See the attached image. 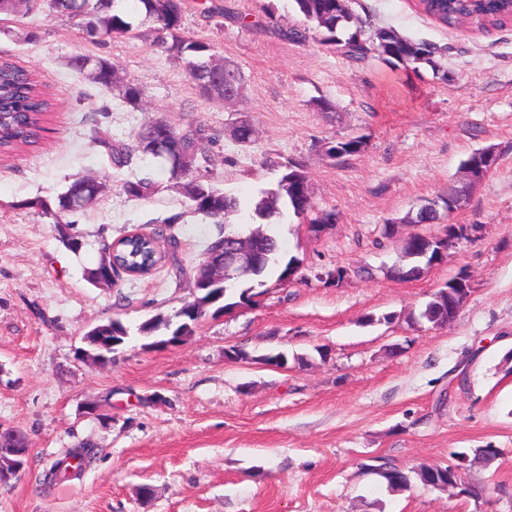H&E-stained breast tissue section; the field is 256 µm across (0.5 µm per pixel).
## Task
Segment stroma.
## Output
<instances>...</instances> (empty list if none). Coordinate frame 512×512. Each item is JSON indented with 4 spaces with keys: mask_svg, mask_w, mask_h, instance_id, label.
<instances>
[{
    "mask_svg": "<svg viewBox=\"0 0 512 512\" xmlns=\"http://www.w3.org/2000/svg\"><path fill=\"white\" fill-rule=\"evenodd\" d=\"M223 4L239 20L208 16ZM351 7L373 26L446 48L447 79L280 38L278 29L303 22L293 0H186L183 35L243 73L231 105L200 96L151 34L87 39L45 0L0 21V60L35 72L54 103L39 144L0 160V427L30 442L20 475L0 485V512H512V27L444 28L414 0ZM75 54L116 62L144 88L147 109L70 70ZM322 99L333 111L317 109ZM91 112L123 141L155 116L208 124L219 137L212 181L245 204L301 164L316 211L338 220L317 235L291 213L272 217L268 232L301 261L292 280H268L257 305L206 318L182 343L155 349L133 337L108 366L92 364L80 350L95 325L134 328L189 300L186 274L220 227L165 189L127 198L124 179L148 171L164 187L168 175L148 158L110 167ZM240 119L258 131L250 144L230 135ZM356 136L367 140L362 153L343 164L327 156V142ZM486 146L497 168L448 218L479 232L420 279L387 277L400 239L385 237V224L444 196L462 161ZM87 173L108 188L76 217L87 245L75 255L24 203ZM176 213L164 230L177 240L176 261L112 289L86 281L100 238L150 234L154 219ZM339 267L349 277L328 282ZM460 274L471 292L457 317L442 327L418 320ZM233 347L245 359L226 360ZM277 352L287 368L262 364ZM83 443L96 454L80 478L46 485L50 464ZM488 447L495 456L475 458ZM460 453L472 458L462 472L472 496L417 480L394 491L378 473L445 466Z\"/></svg>",
    "mask_w": 512,
    "mask_h": 512,
    "instance_id": "1",
    "label": "stroma"
}]
</instances>
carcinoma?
<instances>
[{
  "instance_id": "carcinoma-1",
  "label": "carcinoma",
  "mask_w": 512,
  "mask_h": 512,
  "mask_svg": "<svg viewBox=\"0 0 512 512\" xmlns=\"http://www.w3.org/2000/svg\"><path fill=\"white\" fill-rule=\"evenodd\" d=\"M49 11L77 20V26L87 37L99 39L134 34V24L115 9V0H44ZM144 7L139 25H150L156 43L164 49L168 59L194 77L199 93L213 99L205 75L194 76V71L202 62L214 59L213 46L186 38L181 35L182 16L185 0H138ZM305 24L278 30L284 39L305 44L310 35L320 36L322 44L335 53L354 63H363L377 57L390 68L421 67L431 69L433 75L448 79L440 59L443 50L427 41H416L399 35L386 27L370 28L351 10L336 13V0H294ZM421 10L438 24L457 28L470 25L479 30L503 28L512 20V0H420ZM67 65L78 73L89 70V80L97 85L117 91L118 97L126 104L140 108L145 102V90L133 83L112 79L118 71L117 65L106 59H94L83 54L69 58ZM51 102L42 91L41 84L34 74L9 62L0 63V154L8 155L24 147L33 146L41 139L44 131L43 117L50 111ZM87 120L92 124L94 140L102 146L113 167L122 169L133 164L134 160L145 156L141 146L153 136L165 134L172 144L171 154L158 161L168 174V184L162 188L148 176L125 180L121 191L128 197L149 200L160 190L166 189L186 199L194 213L202 215L213 224H225L228 217L242 211L241 201L235 195L217 188L212 181L213 158L211 147L216 143L212 129L205 123H191L180 129L163 117H154L143 123L128 142L114 141L99 126L94 115ZM351 138L337 139L327 146L328 157L344 163L356 155ZM103 190V182L96 176L82 175L70 182L66 190L56 197L35 198L23 204L40 216L51 220L57 237L72 253H78L84 246L83 236L75 231L76 221L72 216L79 212L73 203L82 200L94 201ZM249 218L254 224H261L283 211H293L298 217L308 219V223L333 224L335 213L312 214L313 205L309 193L308 177L303 167L295 164L286 169L274 187L263 190L252 199ZM254 247L260 255L259 265L249 272L233 278L235 287L226 291L218 301L203 297L196 290V281L211 273L223 262L224 237L220 233L207 244L202 259L191 270L189 287L192 299L189 300L192 312L182 317L158 313L141 323L136 332L145 339L156 336L177 334L182 338L194 334L202 319L211 315L230 312L241 306L253 304L252 298L262 294L260 288L266 286L267 278L277 276L278 281L288 278L291 270L299 266L294 258L284 259L275 235L257 231L250 233ZM163 235L129 233L110 241L100 240V258L94 267L85 270L86 280L94 283L93 269L103 266L105 261L115 260L116 264L130 272H150L158 263L169 256L162 248ZM427 242L416 238L402 242V260L387 269V274L402 280H417L424 275L427 262L421 257ZM447 299L443 290L433 294L419 313V319L433 325L447 323V317H438ZM382 477L393 490L409 486L410 478L404 471L392 468Z\"/></svg>"
}]
</instances>
